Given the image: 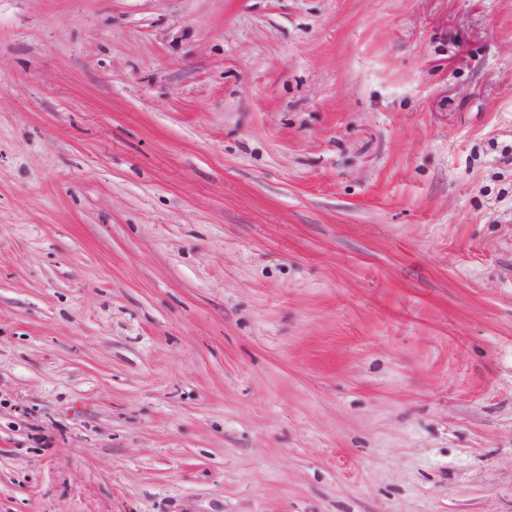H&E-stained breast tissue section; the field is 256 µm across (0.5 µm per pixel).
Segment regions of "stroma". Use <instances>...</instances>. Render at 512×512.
Segmentation results:
<instances>
[{"label": "stroma", "instance_id": "stroma-1", "mask_svg": "<svg viewBox=\"0 0 512 512\" xmlns=\"http://www.w3.org/2000/svg\"><path fill=\"white\" fill-rule=\"evenodd\" d=\"M0 512H512V0H0Z\"/></svg>", "mask_w": 512, "mask_h": 512}]
</instances>
